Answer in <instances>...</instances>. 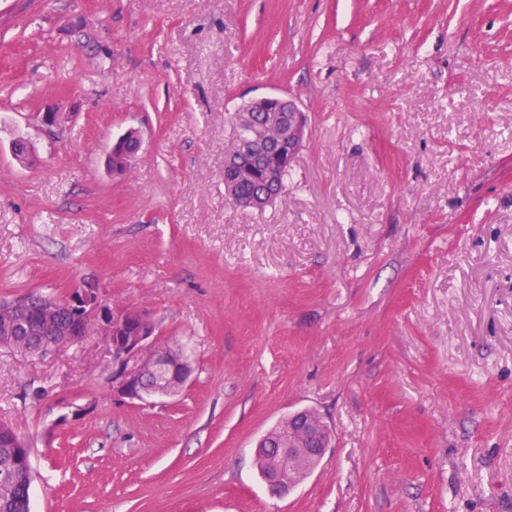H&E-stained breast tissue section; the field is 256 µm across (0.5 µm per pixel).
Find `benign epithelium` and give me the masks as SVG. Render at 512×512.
<instances>
[{"label":"benign epithelium","mask_w":512,"mask_h":512,"mask_svg":"<svg viewBox=\"0 0 512 512\" xmlns=\"http://www.w3.org/2000/svg\"><path fill=\"white\" fill-rule=\"evenodd\" d=\"M248 105L261 106V111L276 110L286 113L283 126L261 129L262 142L271 146L279 141L284 149L269 156L264 176L269 180L279 178L292 163L306 132V118L297 103L283 95H262L252 98ZM10 315L0 322V345L5 347L15 340L13 333L29 327L30 317L45 329L55 333L61 321H66L68 336L53 337L28 349L42 353L52 346L76 342L94 325L112 351V376L109 387L112 396L122 402H143L151 394L171 396L178 393L192 374V367L180 349H156L158 335L155 320L141 312L138 322L128 320V313L115 312L107 304L96 286L85 285L72 291L62 303L50 299L33 306L27 294L12 299ZM288 430L267 433L257 444V450L272 448L273 469L264 478L267 489L273 494L284 495L289 490L288 472L301 465L305 457L322 458L331 444V433L319 416L309 410L294 412L284 420Z\"/></svg>","instance_id":"1"}]
</instances>
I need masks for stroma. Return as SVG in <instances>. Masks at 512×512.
<instances>
[{"label":"stroma","mask_w":512,"mask_h":512,"mask_svg":"<svg viewBox=\"0 0 512 512\" xmlns=\"http://www.w3.org/2000/svg\"><path fill=\"white\" fill-rule=\"evenodd\" d=\"M266 94L307 135L252 211L227 116ZM90 283L193 371L129 404L96 330L0 347L34 512H512V0H0V300ZM301 409L332 443L275 497ZM288 430L267 433L257 444V464L264 477L267 489L273 494H286L290 488L288 471L301 465L305 457L321 459L330 448L331 433L319 416L309 410L294 412L284 420ZM263 448H275L273 456L267 452L258 453ZM264 450V449H263ZM271 473L266 474L272 468Z\"/></svg>","instance_id":"obj_1"}]
</instances>
